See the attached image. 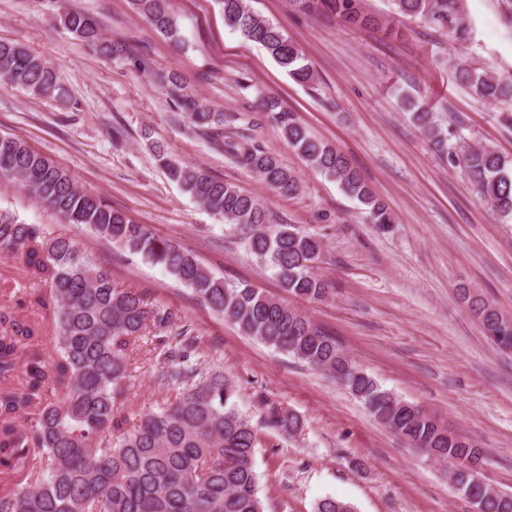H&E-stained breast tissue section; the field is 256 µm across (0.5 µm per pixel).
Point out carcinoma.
Returning a JSON list of instances; mask_svg holds the SVG:
<instances>
[{
  "label": "carcinoma",
  "mask_w": 512,
  "mask_h": 512,
  "mask_svg": "<svg viewBox=\"0 0 512 512\" xmlns=\"http://www.w3.org/2000/svg\"><path fill=\"white\" fill-rule=\"evenodd\" d=\"M224 25L266 50L288 76L311 83L315 73L300 47L275 23L253 11L248 0H217ZM361 0H289L298 10L328 13L343 22L371 27ZM395 13L419 17L465 40L460 0H392ZM131 10L177 48L185 46L172 0H129ZM60 24L88 46L147 66L124 42L103 38L97 20L71 11ZM456 77L489 103L512 100V83L455 62ZM0 77L34 98H60L55 64L22 46L0 41ZM169 101L201 130L212 147L256 174L280 194L299 190L298 177L278 156L253 144L243 132L224 134V113L203 104L172 76H157ZM411 121L436 152H448V130L426 106L402 98ZM267 120L313 168L332 178L367 213L386 227L392 213L338 148L310 135L293 113L272 97H261ZM151 149L167 178L216 217L238 229L249 252L272 272L287 293L326 298L330 284L315 272L322 242L295 224L276 223L254 197L207 171L172 158L164 145ZM457 159L481 197L512 218V161L489 146H462ZM0 177L20 180L65 224L87 225L101 239L160 266L198 300L243 333L336 380L391 433L427 457L451 464L450 476L482 512H512V493L489 488L479 478L484 451L469 437L442 425L434 414L382 388L350 358L336 339L288 303L247 281L229 283L201 265L170 238L160 237L80 190L73 177L21 139L0 133ZM19 257L30 277L49 287L30 294L19 288L16 303L46 311L53 325L55 356L46 359L36 324L8 318L0 329V474L14 478L0 490V512H264L256 471L258 429L237 407L236 389L222 369L202 371L205 353L189 324L142 294L119 288L111 273L71 238L52 235L0 212V257ZM472 314L501 350L512 349L508 321L487 299L464 293ZM153 333L159 351L158 386L167 399L131 417L125 409L131 387L127 352ZM26 385L5 386L17 371ZM267 427L293 434L294 412L271 406ZM315 512H355L353 505L325 498Z\"/></svg>",
  "instance_id": "1"
}]
</instances>
